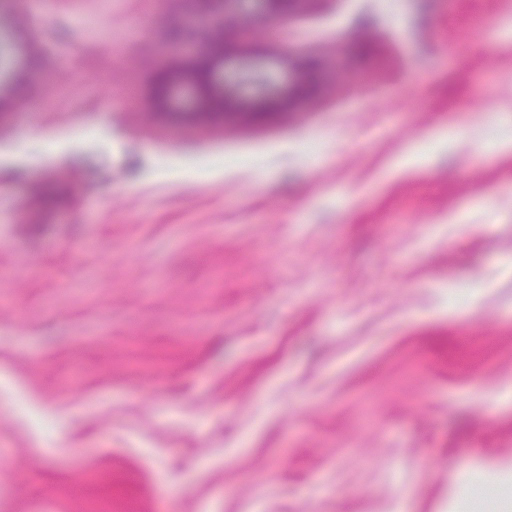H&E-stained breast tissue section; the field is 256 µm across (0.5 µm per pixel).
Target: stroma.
Segmentation results:
<instances>
[{"mask_svg":"<svg viewBox=\"0 0 512 512\" xmlns=\"http://www.w3.org/2000/svg\"><path fill=\"white\" fill-rule=\"evenodd\" d=\"M192 9L0 0V512H448L512 466V0L299 7L260 123L155 103Z\"/></svg>","mask_w":512,"mask_h":512,"instance_id":"35a3bbf8","label":"stroma"}]
</instances>
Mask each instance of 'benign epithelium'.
<instances>
[{"label":"benign epithelium","instance_id":"7a95c632","mask_svg":"<svg viewBox=\"0 0 512 512\" xmlns=\"http://www.w3.org/2000/svg\"><path fill=\"white\" fill-rule=\"evenodd\" d=\"M193 13L170 23L168 41L179 47H194L200 34L205 42L194 68L183 76L173 62L153 74V95L161 105L180 103L195 116H211L226 109L245 112L254 122L283 108L295 98L317 90L320 63L300 50L282 60L285 78L273 71L263 57L264 46L231 58L226 41L237 33L233 18L253 14L275 28V22L290 16L302 0H191Z\"/></svg>","mask_w":512,"mask_h":512}]
</instances>
